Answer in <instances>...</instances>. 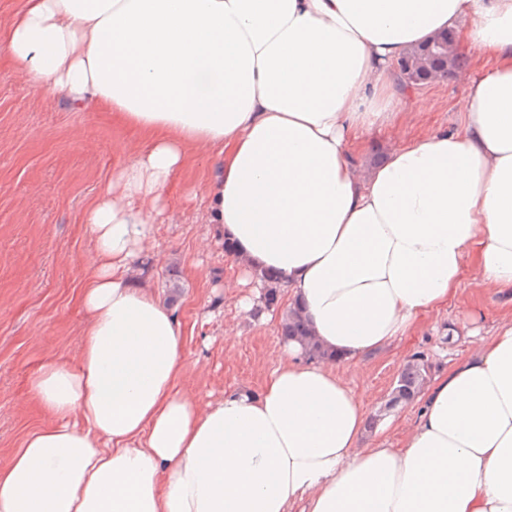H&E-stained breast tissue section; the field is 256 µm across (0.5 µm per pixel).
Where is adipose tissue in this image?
Masks as SVG:
<instances>
[{"label":"adipose tissue","mask_w":512,"mask_h":512,"mask_svg":"<svg viewBox=\"0 0 512 512\" xmlns=\"http://www.w3.org/2000/svg\"><path fill=\"white\" fill-rule=\"evenodd\" d=\"M440 30L496 64L456 71L462 120L350 141L401 111L391 69ZM16 72L146 142L88 209L77 363L31 391L51 424L0 466V512H512V316L424 394L399 447L367 445L341 374L440 311L476 256L512 291V0H22ZM215 158L207 221L259 304L274 272L333 359L284 344L261 388L200 406L185 330L133 276L186 150Z\"/></svg>","instance_id":"adipose-tissue-1"}]
</instances>
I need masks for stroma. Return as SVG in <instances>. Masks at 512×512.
I'll return each instance as SVG.
<instances>
[{"instance_id":"obj_1","label":"stroma","mask_w":512,"mask_h":512,"mask_svg":"<svg viewBox=\"0 0 512 512\" xmlns=\"http://www.w3.org/2000/svg\"><path fill=\"white\" fill-rule=\"evenodd\" d=\"M421 91L431 111L411 112L416 91L405 89L406 114L372 132L360 161L372 162L392 142L456 127L465 84L450 78ZM139 143L111 112H82L65 94L46 95L0 56V465L49 424L32 396L33 375L44 363L79 357L86 314L77 292L91 258L85 214L119 159ZM211 178L205 154L188 149L164 193L154 246L141 257L150 288L166 293L172 278L181 285L172 307L185 327V387L203 405L230 387L260 388L283 346L279 323L241 310L248 287L224 288L241 270L206 222ZM511 311L512 295L486 292L476 258H468L458 292L438 315L419 318L407 336L345 378L376 414L413 356L427 361L429 378L446 375Z\"/></svg>"}]
</instances>
